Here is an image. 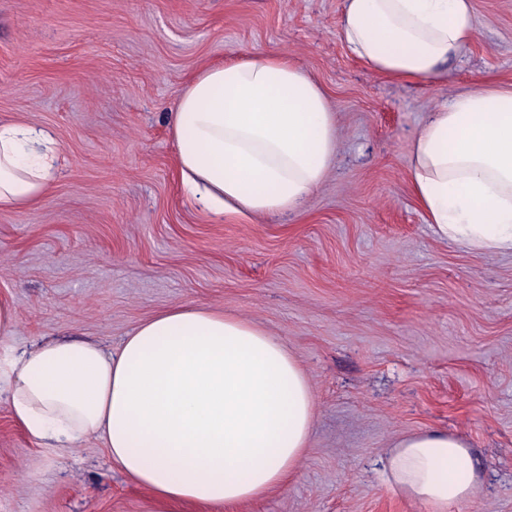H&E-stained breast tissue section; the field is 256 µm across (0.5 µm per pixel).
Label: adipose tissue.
<instances>
[{
  "mask_svg": "<svg viewBox=\"0 0 512 512\" xmlns=\"http://www.w3.org/2000/svg\"><path fill=\"white\" fill-rule=\"evenodd\" d=\"M475 0H344L349 53L393 79L432 80L476 36ZM184 192L218 217L302 209L336 158L322 87L284 51L234 54L198 70L170 114ZM56 141L0 124V210L48 192ZM411 192L443 240L512 253V83L437 103L412 140ZM45 448L102 441L113 465L157 499L224 506L287 484L305 455L315 398L296 355L261 325L182 305L139 324L117 351L53 341L0 354V394ZM388 487L428 512L473 499L481 478L461 436L427 428L382 461Z\"/></svg>",
  "mask_w": 512,
  "mask_h": 512,
  "instance_id": "1",
  "label": "adipose tissue"
}]
</instances>
